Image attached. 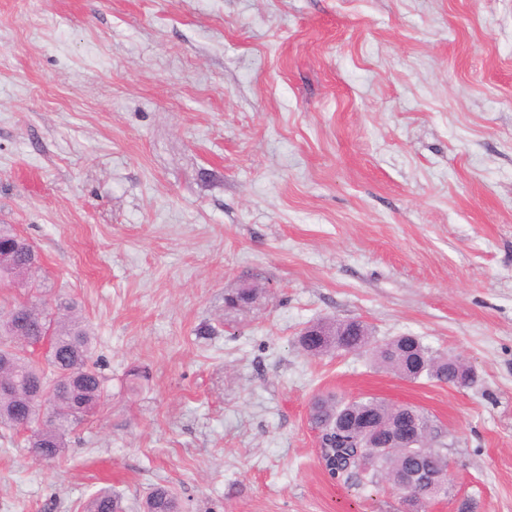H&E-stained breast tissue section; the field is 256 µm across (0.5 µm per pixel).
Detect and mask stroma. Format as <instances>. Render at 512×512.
Returning <instances> with one entry per match:
<instances>
[{
    "label": "stroma",
    "mask_w": 512,
    "mask_h": 512,
    "mask_svg": "<svg viewBox=\"0 0 512 512\" xmlns=\"http://www.w3.org/2000/svg\"><path fill=\"white\" fill-rule=\"evenodd\" d=\"M0 224L110 386L63 462L0 429V512H143L158 484L184 512H400L325 470L328 393L430 415L429 512H512V0H0ZM329 319L477 382L306 354ZM81 512H123V506L112 490L101 489L87 500Z\"/></svg>",
    "instance_id": "35a3bbf8"
}]
</instances>
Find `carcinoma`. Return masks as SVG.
Segmentation results:
<instances>
[{"mask_svg":"<svg viewBox=\"0 0 512 512\" xmlns=\"http://www.w3.org/2000/svg\"><path fill=\"white\" fill-rule=\"evenodd\" d=\"M31 248L12 225L0 224V307L6 310V315H0V427L20 432L23 421H38L43 406H48L55 418L43 422L32 433L23 434V442L33 460L49 463L64 456L69 434L95 413L109 396V386L101 364L94 359L93 327L73 299L59 297L56 305L62 310L53 313L29 298L4 293L32 277ZM313 328L327 335L300 337L301 347L310 355L335 349L365 353L375 366L406 379L425 376L455 387H467L458 375L470 371V367L456 357L433 354L416 336L379 341L368 327L355 329L353 323L340 320L328 325L318 323ZM60 371L75 376L76 381L60 383ZM38 382L51 393L46 403L32 395ZM344 412L373 416L375 431L341 433L338 419ZM403 418L416 430L418 447L369 458L356 456L355 448L359 445L374 439L385 442ZM310 422L322 426L325 432L321 458L333 476L366 473L387 477L418 460L431 472L440 473L447 461L436 448L439 433L433 420L417 407L399 411L377 398L349 403L334 395H319ZM143 508L144 512H181L182 505L170 487L158 485L147 495ZM81 512H123V506L111 490L101 489L87 500Z\"/></svg>","mask_w":512,"mask_h":512,"instance_id":"obj_1","label":"carcinoma"}]
</instances>
